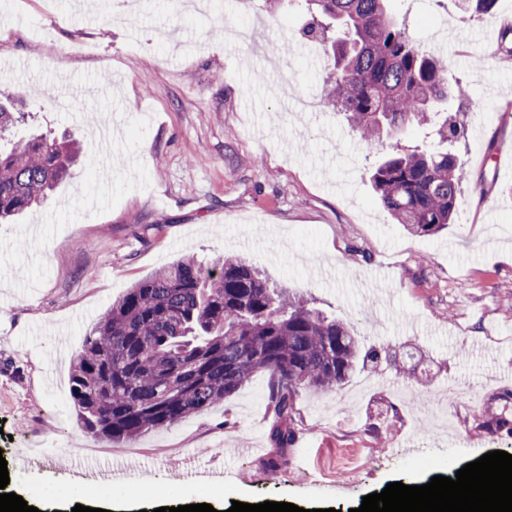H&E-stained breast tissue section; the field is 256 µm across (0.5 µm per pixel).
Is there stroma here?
<instances>
[{
  "label": "stroma",
  "mask_w": 512,
  "mask_h": 512,
  "mask_svg": "<svg viewBox=\"0 0 512 512\" xmlns=\"http://www.w3.org/2000/svg\"><path fill=\"white\" fill-rule=\"evenodd\" d=\"M0 0V98L24 86L32 117L20 135L77 142L68 178L40 206L0 224V457L8 492L39 512H72L78 449L137 462L153 495L103 497L115 512L210 503L287 502L350 512L387 484L455 477L500 450L512 454V65L499 57L512 0L492 14L458 0H387L417 43L448 20L440 57L468 88L447 106L482 113L454 150L471 171L457 219L431 237L397 224L371 181L385 157L425 133L366 147L328 98L335 73L307 56V10L284 0ZM112 126V155L95 138ZM28 250L16 243L27 230ZM195 255H233L295 298L346 321L362 351L397 363L358 364L330 390L298 388L295 442L277 470L271 377L134 443L86 434L70 400L83 336L134 282ZM458 395L451 414L429 407ZM58 455L54 468L22 465ZM220 473L174 481L175 466Z\"/></svg>",
  "instance_id": "stroma-1"
}]
</instances>
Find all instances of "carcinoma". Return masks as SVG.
<instances>
[{
    "label": "carcinoma",
    "mask_w": 512,
    "mask_h": 512,
    "mask_svg": "<svg viewBox=\"0 0 512 512\" xmlns=\"http://www.w3.org/2000/svg\"><path fill=\"white\" fill-rule=\"evenodd\" d=\"M336 24V78L330 89L362 141L435 123L456 144L465 124L440 105L466 87L448 85L442 60L414 43L386 13L385 0H303ZM14 91L0 102V222L38 205L68 175L75 143L40 136L3 143L24 113ZM374 189L392 218L418 236L452 223L470 173L458 156L423 142L383 161ZM360 356L348 324L271 287L240 257L207 268L187 256L135 282L82 339L70 375V398L84 431L109 442L178 424L224 400L254 373L272 381L267 409L272 439L285 450L297 388L343 384Z\"/></svg>",
    "instance_id": "1"
}]
</instances>
